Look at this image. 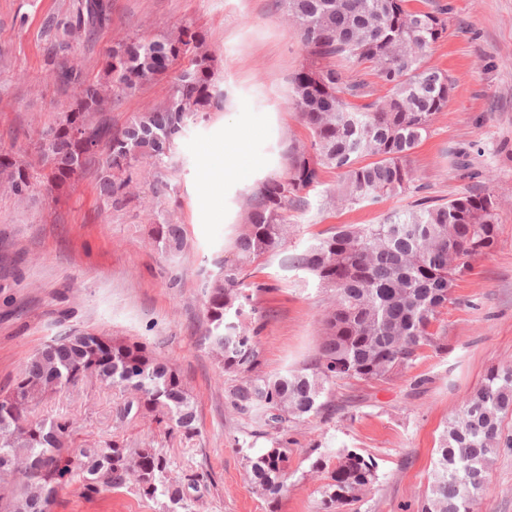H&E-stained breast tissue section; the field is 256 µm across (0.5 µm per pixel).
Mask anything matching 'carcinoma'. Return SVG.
Returning a JSON list of instances; mask_svg holds the SVG:
<instances>
[{
	"mask_svg": "<svg viewBox=\"0 0 512 512\" xmlns=\"http://www.w3.org/2000/svg\"><path fill=\"white\" fill-rule=\"evenodd\" d=\"M301 43L303 63L291 80L286 105L298 112L309 143L293 148L285 178L262 182L242 216L233 258L204 283L208 332L204 336L224 372L237 377L233 409L262 426L323 415L344 380H389L427 349L432 331L453 299L459 280L497 240L498 207L485 186L478 195L446 203L420 202L379 224L344 225L311 245L295 263L314 275L332 299L320 323L315 358L286 374L261 370L259 333L267 315L244 289L249 266L287 242L291 213L305 206L301 192L332 169L340 181L330 192L339 207L419 189L411 157L446 111L442 86L448 73L427 65V53L448 32L440 11L417 13L409 0H278ZM112 24V0H73L48 29L55 30L45 59V79L72 91L62 117L34 143L37 165L0 153V191L24 202L41 182L65 186L105 154L99 174L103 207L121 210L141 182L164 186L176 142L186 128L224 109L216 60L206 34L190 25L161 40L129 37L99 61L103 76L66 61L77 41ZM168 97L125 126L108 122L106 105L132 95L169 73L182 59ZM154 241L176 252L183 225L150 219ZM89 332L57 336L32 354L12 382L0 388V512H47L59 490L73 483L90 497L103 488L125 489L161 503L162 512H191L207 490V474L171 477L172 462L157 435L195 433L196 411L180 372L126 337ZM91 384L128 394L119 420L148 419L158 434L89 445L71 418L35 419L48 398ZM512 413V366L492 370L448 421L437 450L422 512H473L496 450L512 447L503 417ZM251 483L270 503L288 487L285 442L244 455ZM309 474L324 477L320 512L359 500L376 480L372 462L347 450L332 464L316 458Z\"/></svg>",
	"mask_w": 512,
	"mask_h": 512,
	"instance_id": "cac0c4a2",
	"label": "carcinoma"
}]
</instances>
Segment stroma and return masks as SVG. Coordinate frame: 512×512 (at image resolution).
<instances>
[{
    "label": "stroma",
    "mask_w": 512,
    "mask_h": 512,
    "mask_svg": "<svg viewBox=\"0 0 512 512\" xmlns=\"http://www.w3.org/2000/svg\"><path fill=\"white\" fill-rule=\"evenodd\" d=\"M71 2L0 0V153L35 161L33 141L72 100L44 78L42 34L45 21ZM411 5L445 12L448 34L428 63L451 78L448 107L412 156L420 195L450 200L488 181L501 202L497 245L459 281L436 325L439 349L426 350L393 379L338 384L333 411L284 431L233 410L236 380L203 342V283L230 257L254 188L286 177L294 141L308 137L285 104L302 60L299 39L277 0H113L111 27L74 49L91 75H98L100 55L115 39H159L191 25L206 33L219 61L224 109L190 126L164 175L161 199L146 185L139 201L107 211L92 170L52 195L35 188L26 207L0 194V387L54 336H127L174 364L193 397L195 434L174 433L163 450L174 475H210L195 512H318L322 483L308 469L317 457L332 460L346 449L372 461L377 479L363 499L339 512H421L445 425L490 370L512 364V0ZM172 82L165 77L110 104L111 123L124 124L164 98ZM243 136L248 142L239 172L202 207L199 181L213 148ZM463 160L468 168H460ZM338 180L337 171H326L321 184L305 192L287 244L262 258L250 278L256 305L269 315L259 336L266 374L301 368L318 348L327 294L294 265V256L340 226L376 224L415 202L407 194L341 210L327 202ZM158 204L185 227L182 253L161 251L149 239L146 215ZM122 404L118 389L90 387L57 397L38 414H76L86 439L106 441L117 430L133 439L148 434L144 422L117 428ZM282 440L292 450L291 476L271 505L252 487L243 451L256 454ZM54 512H159V506L125 491L84 497L72 485L60 491ZM474 512H512V447L500 449Z\"/></svg>",
    "instance_id": "stroma-1"
}]
</instances>
